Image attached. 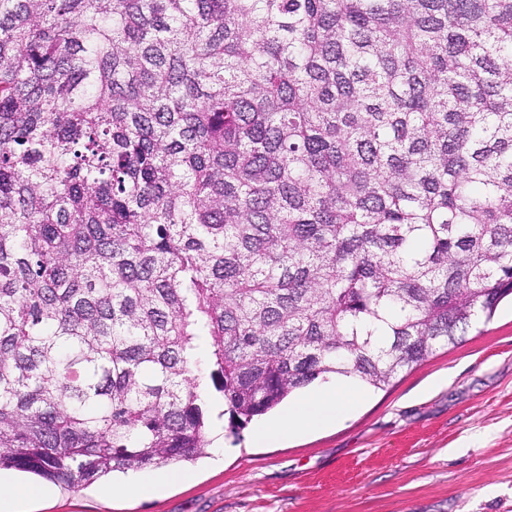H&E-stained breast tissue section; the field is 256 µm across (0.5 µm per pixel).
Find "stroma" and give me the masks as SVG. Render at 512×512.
Listing matches in <instances>:
<instances>
[{
	"mask_svg": "<svg viewBox=\"0 0 512 512\" xmlns=\"http://www.w3.org/2000/svg\"><path fill=\"white\" fill-rule=\"evenodd\" d=\"M218 422L186 483L141 498L0 471V512H512V301L341 423L272 446Z\"/></svg>",
	"mask_w": 512,
	"mask_h": 512,
	"instance_id": "obj_1",
	"label": "stroma"
}]
</instances>
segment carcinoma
<instances>
[{"label":"carcinoma","mask_w":512,"mask_h":512,"mask_svg":"<svg viewBox=\"0 0 512 512\" xmlns=\"http://www.w3.org/2000/svg\"><path fill=\"white\" fill-rule=\"evenodd\" d=\"M512 294V0H0V469L194 461Z\"/></svg>","instance_id":"cac0c4a2"}]
</instances>
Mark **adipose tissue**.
<instances>
[{"mask_svg": "<svg viewBox=\"0 0 512 512\" xmlns=\"http://www.w3.org/2000/svg\"><path fill=\"white\" fill-rule=\"evenodd\" d=\"M362 397L361 389L354 385L339 381L321 385L289 406L278 420L259 425L253 440L270 444L334 425L351 414Z\"/></svg>", "mask_w": 512, "mask_h": 512, "instance_id": "adipose-tissue-1", "label": "adipose tissue"}]
</instances>
